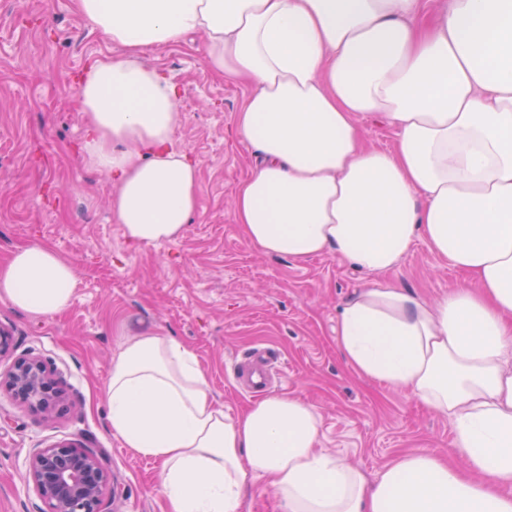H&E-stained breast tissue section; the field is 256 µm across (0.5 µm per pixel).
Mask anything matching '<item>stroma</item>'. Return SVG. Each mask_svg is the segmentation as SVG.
Instances as JSON below:
<instances>
[{
	"instance_id": "35a3bbf8",
	"label": "stroma",
	"mask_w": 512,
	"mask_h": 512,
	"mask_svg": "<svg viewBox=\"0 0 512 512\" xmlns=\"http://www.w3.org/2000/svg\"><path fill=\"white\" fill-rule=\"evenodd\" d=\"M203 41L196 34L143 56L179 89L173 144L197 161L200 190L182 238L134 248L110 219L111 180L78 151L83 126L74 93L91 61L120 56L121 48L75 0H0V261L44 244L69 259L77 276L69 309L55 316L0 301V326L13 336L0 372L35 356L65 390L49 418L0 395V512H45L26 482L27 459L69 440L93 448L109 470V512H165L159 463L113 435L105 400L113 356L146 331L189 346L231 416L258 399L234 384V365L270 348L284 371L270 392L311 404L321 416V448L367 477L401 454L444 456L453 446L448 418L407 390L359 376L339 353L340 306L370 274L332 252L298 265L245 243L233 190L249 172L252 151L233 141L232 128L249 89L206 68ZM387 278L433 302L465 276L419 240Z\"/></svg>"
}]
</instances>
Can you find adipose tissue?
I'll list each match as a JSON object with an SVG mask.
<instances>
[{"instance_id":"adipose-tissue-1","label":"adipose tissue","mask_w":512,"mask_h":512,"mask_svg":"<svg viewBox=\"0 0 512 512\" xmlns=\"http://www.w3.org/2000/svg\"><path fill=\"white\" fill-rule=\"evenodd\" d=\"M76 7L124 49L85 69L77 107L127 241L178 240L198 210V166L172 144L179 91L142 56L203 35L208 68L250 87L233 128L256 156L234 191L245 242L297 264L332 250L372 274L338 314L337 348L448 417L467 465L415 452L367 477L321 449L304 400L273 393L229 416L193 351L146 332L113 360L106 401L113 435L159 461L166 512H245L260 480L284 512H512V0ZM372 116L394 149L366 146ZM419 239L467 277L434 304L385 278ZM75 286L45 245L0 265V300L30 314L64 312Z\"/></svg>"}]
</instances>
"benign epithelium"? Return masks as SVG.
<instances>
[{
    "mask_svg": "<svg viewBox=\"0 0 512 512\" xmlns=\"http://www.w3.org/2000/svg\"><path fill=\"white\" fill-rule=\"evenodd\" d=\"M44 412H52L62 389L38 358L22 359L0 374V391ZM26 480L47 506V512H107L111 475L98 454L72 441L34 451L27 460Z\"/></svg>",
    "mask_w": 512,
    "mask_h": 512,
    "instance_id": "7a95c632",
    "label": "benign epithelium"
}]
</instances>
